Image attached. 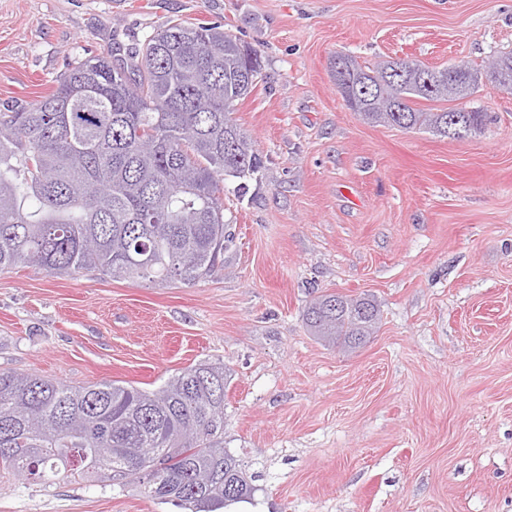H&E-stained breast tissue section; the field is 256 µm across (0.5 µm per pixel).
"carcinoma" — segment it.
<instances>
[{
	"label": "carcinoma",
	"instance_id": "obj_1",
	"mask_svg": "<svg viewBox=\"0 0 512 512\" xmlns=\"http://www.w3.org/2000/svg\"><path fill=\"white\" fill-rule=\"evenodd\" d=\"M336 57L369 123L446 137L456 117L471 133L487 120L461 104L481 68L414 60L370 68ZM262 70L260 51L223 28L171 21L123 58L78 59L50 94L0 111V271H97L161 287L214 274L229 241L227 170L242 193L262 168L233 117ZM418 99L455 106L426 112ZM379 319L373 300L334 293L303 312L312 335L350 349ZM227 383L224 366L206 361L152 391L0 372V466L40 484L75 475L130 481L151 497L219 512L255 492L224 448Z\"/></svg>",
	"mask_w": 512,
	"mask_h": 512
}]
</instances>
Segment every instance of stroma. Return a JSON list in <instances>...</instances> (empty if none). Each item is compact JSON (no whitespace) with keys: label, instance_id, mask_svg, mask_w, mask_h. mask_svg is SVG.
<instances>
[{"label":"stroma","instance_id":"obj_1","mask_svg":"<svg viewBox=\"0 0 512 512\" xmlns=\"http://www.w3.org/2000/svg\"><path fill=\"white\" fill-rule=\"evenodd\" d=\"M173 19L264 63L234 114L263 167L224 197V265L167 288L0 273V371L152 389L223 364L224 446L258 486L228 512H512V93L480 85L490 119L454 139L367 123L330 71L339 52L485 64L512 50V0H0V110ZM332 292L378 304L363 346L308 332ZM0 512L187 510L2 469Z\"/></svg>","mask_w":512,"mask_h":512}]
</instances>
